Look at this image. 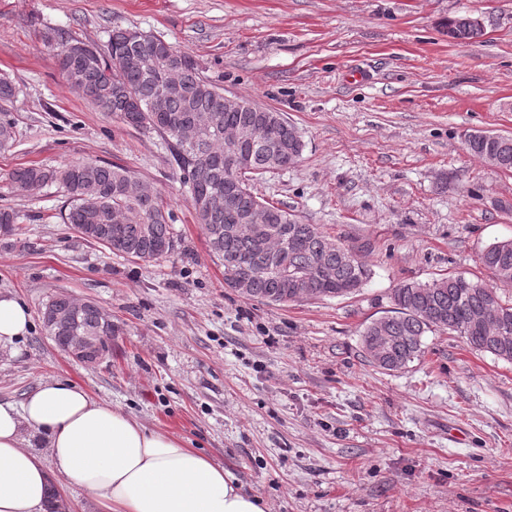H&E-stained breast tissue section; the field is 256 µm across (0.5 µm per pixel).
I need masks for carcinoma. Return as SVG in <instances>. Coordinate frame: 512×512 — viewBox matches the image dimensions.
Returning a JSON list of instances; mask_svg holds the SVG:
<instances>
[{"mask_svg":"<svg viewBox=\"0 0 512 512\" xmlns=\"http://www.w3.org/2000/svg\"><path fill=\"white\" fill-rule=\"evenodd\" d=\"M445 26L455 41L465 42L483 35L448 18ZM132 30L112 31L107 50L93 42L73 39L62 30L46 33L45 41L55 52L62 75L71 87L112 119L135 129H148L165 136L172 157L188 186L190 202L201 224L212 255L224 266V284L248 300L285 305L325 298H343L356 293L369 277V269L350 248L336 243L315 224H305L292 210L254 195L249 177L295 164L304 143L294 125L275 111L257 112L250 101L234 112L224 111V93L205 80L200 64L163 39L142 33L144 42L131 38ZM152 50L154 65L148 70L126 68L122 61ZM160 108L183 120H195L197 140L184 144L175 124L149 121ZM237 124L255 130L240 149L249 157V167L231 183L225 174L228 153L224 126ZM465 149L501 171L512 172V136L485 132L463 134ZM15 143L12 123L0 119V152ZM5 180L19 193H29L57 183L68 196L64 223L89 242L106 239L109 250L135 261L150 263L167 258L175 249L171 215L154 188L131 170L114 164L86 161L48 169L30 165L9 171ZM262 207L267 220L255 237L235 231L249 214ZM19 219L10 208H0V234L14 235ZM480 263L502 284L512 285V240L493 243L482 250ZM262 264L266 272L236 280V264ZM297 281L313 292L298 297L289 287ZM392 315L371 321L362 332L368 361L386 371L403 370L424 354L428 332L456 333L469 346L512 362V301L497 289L479 281L447 275L427 282H406L392 290ZM77 305L74 327L89 333L102 332L103 307L93 302L78 305L65 293L52 296L45 307L59 312ZM493 306L495 319L479 330H464L467 318ZM377 336H392L389 356L372 354Z\"/></svg>","mask_w":512,"mask_h":512,"instance_id":"carcinoma-1","label":"carcinoma"}]
</instances>
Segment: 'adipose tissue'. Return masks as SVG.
Listing matches in <instances>:
<instances>
[{
  "label": "adipose tissue",
  "mask_w": 512,
  "mask_h": 512,
  "mask_svg": "<svg viewBox=\"0 0 512 512\" xmlns=\"http://www.w3.org/2000/svg\"><path fill=\"white\" fill-rule=\"evenodd\" d=\"M44 433L45 451L25 428ZM104 512H266L222 465L178 436L93 399L69 380L40 384L21 403H0V512H49L65 485Z\"/></svg>",
  "instance_id": "1"
}]
</instances>
